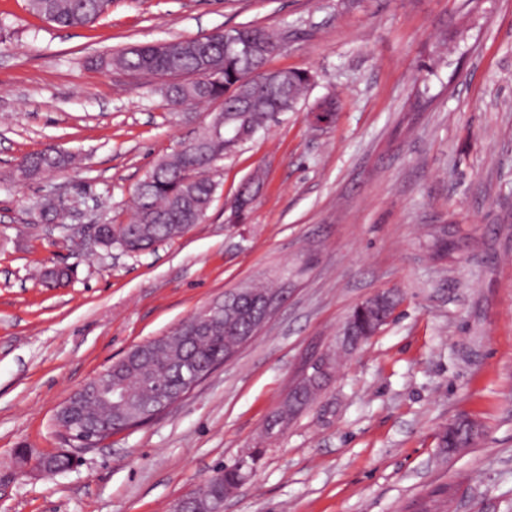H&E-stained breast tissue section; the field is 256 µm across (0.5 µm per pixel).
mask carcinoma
Returning <instances> with one entry per match:
<instances>
[{"label": "carcinoma", "instance_id": "cac0c4a2", "mask_svg": "<svg viewBox=\"0 0 512 512\" xmlns=\"http://www.w3.org/2000/svg\"><path fill=\"white\" fill-rule=\"evenodd\" d=\"M112 0H29L31 11L42 19L61 26H87L104 14ZM229 33L250 45V54L244 55L225 49L224 35L213 32L206 42L197 38L170 40L165 47L155 44H136L125 47L108 60L119 68L146 76L171 77L182 75L181 83L166 84L164 94L171 101L183 105L218 102L226 112H248L250 123L263 128L279 112L294 111L299 100L312 83V75L306 70H282L268 72L263 79L268 85L252 86L249 93H242L240 77L260 69L277 48L273 36L259 27L232 28ZM224 72L220 82L194 80L192 76H203L210 70ZM238 144L205 137V144L189 151V154L174 153L161 159L144 174L133 191L134 210L126 224H103L109 246H117L127 253H143L156 244L181 236L191 224H197L205 216L213 200L218 184L211 178L208 157L232 152ZM70 155L51 146L29 154L21 161V170L26 174L54 171L67 165ZM249 312L238 308L231 315L224 314V335L201 338L194 345L197 357L206 361L214 356H223L224 348L235 343L240 336L250 333ZM165 347L138 359L131 355L130 366L114 371L113 382L125 384L133 390L141 389L140 375L144 372L160 381L172 378L170 367L185 351L181 338L171 334L165 336ZM327 375L316 374L315 366L296 388L302 404L285 403L277 415L282 421L298 413L321 388ZM470 423L456 421L447 427L441 437L444 448H453L458 443L471 439ZM239 478L236 462H231L214 471L198 494L205 508L222 503Z\"/></svg>", "mask_w": 512, "mask_h": 512}]
</instances>
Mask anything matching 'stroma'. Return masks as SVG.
I'll list each match as a JSON object with an SVG mask.
<instances>
[{"mask_svg": "<svg viewBox=\"0 0 512 512\" xmlns=\"http://www.w3.org/2000/svg\"><path fill=\"white\" fill-rule=\"evenodd\" d=\"M244 26L278 37L266 69L313 83L217 163L205 218L142 254L50 230L56 194L78 204L66 223H127L144 172L212 118L170 108L111 54ZM327 96L336 120L313 126ZM49 144L72 163L23 178ZM53 264L69 283L42 284ZM267 280L285 293L262 332L162 417L63 473L17 476L18 449L65 447L54 414L86 381ZM382 290L400 298L392 321L339 355L353 308ZM321 356L334 371L316 400L267 434ZM459 418L478 435L450 455L439 435ZM253 448L224 512H512V0H112L76 28L0 0V512H171Z\"/></svg>", "mask_w": 512, "mask_h": 512, "instance_id": "35a3bbf8", "label": "stroma"}]
</instances>
